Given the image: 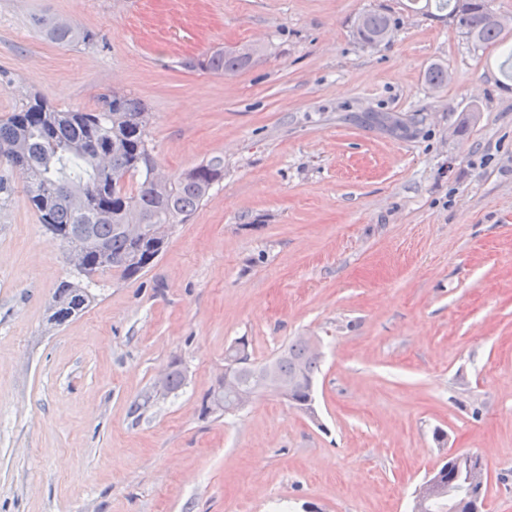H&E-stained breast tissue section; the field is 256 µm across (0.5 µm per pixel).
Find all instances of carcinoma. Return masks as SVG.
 <instances>
[{
	"instance_id": "1",
	"label": "carcinoma",
	"mask_w": 512,
	"mask_h": 512,
	"mask_svg": "<svg viewBox=\"0 0 512 512\" xmlns=\"http://www.w3.org/2000/svg\"><path fill=\"white\" fill-rule=\"evenodd\" d=\"M436 16H446L467 39L479 45H495L503 34L500 15L488 0H425ZM396 19L385 10H371L354 20L361 43L380 45L386 41ZM48 36L56 43L86 42L91 34L70 24L55 22ZM251 64L231 51H215L209 56L189 58L187 68H205L230 75ZM148 113L142 103L129 95L114 94L90 110H59L40 97L0 122V148L8 149L11 169L25 177L31 208L43 227L55 228L68 249L83 254L78 275L82 279L61 281L50 308L62 312L80 303L88 307L94 295L81 280L92 282L105 271H117L125 278L144 273L160 255L164 244L156 241L157 224H183L208 197L213 186L224 179V157L216 155L174 178L168 187L155 186L147 158L153 148L148 139ZM108 150L111 168L97 167L95 149ZM137 180L132 184L131 180ZM133 216L142 221L139 239L123 230ZM322 357L298 337L288 341L273 358L251 361L237 378L238 385L259 393L275 381L293 385L299 402L313 401L312 386L320 371ZM180 364H171L165 377L164 392L175 393L185 383ZM224 378L215 380L204 397L202 412L217 411L216 402L226 400ZM443 479L450 492L428 497L419 512H462L459 506L471 501L466 484L467 462L452 457L445 461Z\"/></svg>"
}]
</instances>
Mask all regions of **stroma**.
<instances>
[{"instance_id": "35a3bbf8", "label": "stroma", "mask_w": 512, "mask_h": 512, "mask_svg": "<svg viewBox=\"0 0 512 512\" xmlns=\"http://www.w3.org/2000/svg\"><path fill=\"white\" fill-rule=\"evenodd\" d=\"M408 3L0 0V120L125 93L170 176L224 158L154 266L104 274L60 325L65 249L0 159V512H411L463 452L486 512H512V30L477 46ZM379 8L399 23L369 48L352 22ZM249 43L234 75L183 65ZM300 336L317 418L267 394L202 415L237 339L263 362ZM47 34L54 42L62 45L86 42L91 39V34L88 31L80 30L63 22L49 24Z\"/></svg>"}]
</instances>
